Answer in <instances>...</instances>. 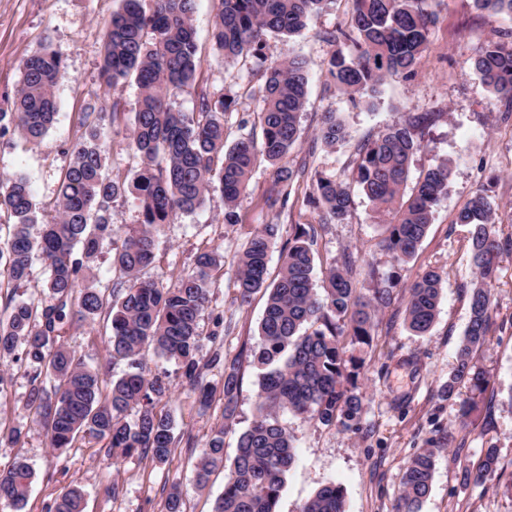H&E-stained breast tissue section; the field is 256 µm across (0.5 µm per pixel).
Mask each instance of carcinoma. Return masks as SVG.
Returning <instances> with one entry per match:
<instances>
[{
    "label": "carcinoma",
    "instance_id": "1",
    "mask_svg": "<svg viewBox=\"0 0 512 512\" xmlns=\"http://www.w3.org/2000/svg\"><path fill=\"white\" fill-rule=\"evenodd\" d=\"M196 0H119V7L103 25L102 78L107 85L134 79L138 107L130 129L132 148L140 167L129 180L105 172L100 119L87 112L82 133L73 147L56 205V216L40 222L28 180L15 175L0 181V207L16 219L10 238L0 243V274L13 285L7 296L6 318H0V360L26 361L34 367L30 402L40 417L49 447L63 451L79 434L104 443L106 458L140 454L158 465L168 462L174 445L172 416L157 409L170 390L167 378L148 376L140 362L146 348L178 363L199 403L207 406L220 394L224 418L236 411L240 392L239 359L222 357L216 350L206 363L196 359L202 348L201 313L209 303L210 270L223 256L211 250L196 257L195 267L177 282L144 280L141 271L155 258V232L180 215L200 209L207 194L219 189L224 197V223H239L237 202L247 189L259 161L273 167V202H288L290 186L305 167L288 165L299 138V118L309 84L308 63L301 57L272 60L263 83L251 90L258 100L262 139L242 132L227 144L225 116L235 100L196 90L199 66L193 27ZM332 0H217L211 39L224 60L234 62L259 54L274 35H294L306 29ZM431 0H353L352 28L328 36L353 43L349 57L331 56L327 77L331 86L350 102L374 105L386 76L410 78L428 48L434 14ZM488 20L512 18V0H473ZM471 69L499 99L512 102V32L503 31L471 58ZM61 69L59 57L42 48L22 63V77L10 111L0 110V131L13 129L36 141L51 127L57 114L55 89ZM192 89L196 110L182 112L171 101L177 91ZM441 117L439 112L412 113L386 126L357 146L353 176L366 198L385 221L382 247L397 263L412 258L426 235L438 201L447 194L453 167L442 161L420 173L410 195H405L411 164L424 148L425 130ZM346 138L336 113L326 112L316 140L333 146ZM314 191L325 209L324 223H339L348 214L350 183L317 176ZM137 196L141 224L129 229L112 248V269L117 279L102 287L93 269L100 244L113 240L112 201L126 193ZM497 205L478 191L461 209L457 223L471 226L473 264L470 317L456 353V365L442 386L450 396L457 385H468L470 395L459 406L469 419L478 399L490 385V374L475 359L488 336L492 289L504 250L496 230ZM41 224L39 238L30 227ZM276 225L248 233L237 258L236 286L241 303L261 290L268 292L259 324L260 343L253 351L258 369L261 402L251 425L239 436L231 463L224 457V427L211 431L204 444L197 484L207 483L212 472L228 469L224 491L212 512H279L288 472L295 463L292 436L278 419L288 411L324 426L348 428L361 415L363 393L356 385L361 362L354 351L368 346L377 314L393 299V278L377 279L369 297L357 294L359 266L347 256L332 265L322 280L323 294L314 283L312 234L296 225L292 245L283 256L277 280L268 282L267 264ZM39 253L49 277L51 303L39 306L18 294ZM442 274L425 272L409 286L405 307L408 329L426 335L432 329L440 302ZM111 317V335L105 351L129 360L123 376L106 381L82 354L62 341L64 327L93 323L102 313ZM224 362V379H205L204 369ZM137 409L136 418L127 413ZM497 463V449L488 448L479 465L464 479L483 484ZM434 474L433 452L423 448L406 464L396 512H419ZM34 480L32 466L16 459L0 470V505L23 512ZM179 486L170 488L165 512H183ZM54 512H83V493L72 488L55 501ZM300 512H345L341 485L318 489Z\"/></svg>",
    "mask_w": 512,
    "mask_h": 512
}]
</instances>
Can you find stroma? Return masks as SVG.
<instances>
[{
    "instance_id": "35a3bbf8",
    "label": "stroma",
    "mask_w": 512,
    "mask_h": 512,
    "mask_svg": "<svg viewBox=\"0 0 512 512\" xmlns=\"http://www.w3.org/2000/svg\"><path fill=\"white\" fill-rule=\"evenodd\" d=\"M116 7V0H0V107H7L13 97L26 57L46 46L62 61L53 127L35 143L12 130L0 135V178L26 176L42 213L55 210L62 178L72 161V145L81 133L82 113L102 116L103 148L112 177H131L139 166L128 131L138 88L130 79L108 86L100 77L103 23ZM352 8V0H331L303 32L270 38L262 53L228 64L211 41L213 0H197L193 24L201 63L196 85L235 98L226 117L230 137L243 129H259L260 105L248 89L262 82L270 60L301 56L311 69L301 139L288 157L292 167H305L306 173L293 183L287 207L267 205L273 170L260 163L238 201L239 223H225L224 199L220 191L211 192L200 210L157 231L155 262L142 272L143 277H160L170 284L193 268L199 253L213 249L223 253L224 266L211 276L210 302L200 320L205 336L200 357L209 359L218 350L239 358L236 413L225 419L219 396L208 407H200L196 395L183 385L180 366L149 349L141 355L144 369L167 377L172 385L160 403L175 421L176 443L169 461L157 465L136 455L109 464L99 443L84 435L59 455L48 448L36 411L28 404L32 367L21 361L0 365V375L6 379L0 393V429L23 431L18 443L0 439V469L18 458L33 467L35 479L25 512H49L54 500L71 487L82 490L84 512H164L166 494L174 485L183 492L185 512H212L226 474L214 473L206 488L196 487V466L206 438L214 427H223L224 453L234 457L238 437L260 403L252 352L260 341L258 326L268 294L260 291L249 303H241L235 270L248 231L265 224L278 227L270 278H277L281 255L299 224L316 227L315 281H322L332 261L349 254L361 265H373L381 275L396 276L393 302L379 312L373 341L362 353L358 385L365 402L357 423L348 429L324 427L287 412L279 415L293 436L296 452L279 512H299L317 489L330 483L343 487L346 512H395L404 467L422 448L433 450L435 471L420 512H512V250L502 255L492 286L490 332L476 354L491 383L475 422L464 425L458 419L466 387L450 397L441 391L469 321L474 272L469 228L457 223V214L478 189H487L498 206L500 237L512 238V120L507 117L512 105L492 95L469 67L476 49L494 38L496 29H512V19L504 17L492 24L475 9L473 0H440L429 30V49L414 76H387L369 108L352 106L325 86L333 51L346 55L352 51L350 41L333 44L325 35L348 28ZM326 112L335 113L347 130L346 140L333 147L315 139ZM408 112L441 115L412 163V176L447 160L453 165V177L415 256L398 266L381 246L384 228L361 191H354L352 207L341 223L325 226L320 223L322 206L310 196L315 174L351 180L357 145ZM432 267L443 270V289L434 326L419 336L405 321L408 287ZM108 333L107 319L101 316L91 325L68 326L63 340L110 380L126 371L127 362L107 355ZM487 448L498 451L493 476L481 485L465 483L466 468L477 465Z\"/></svg>"
}]
</instances>
